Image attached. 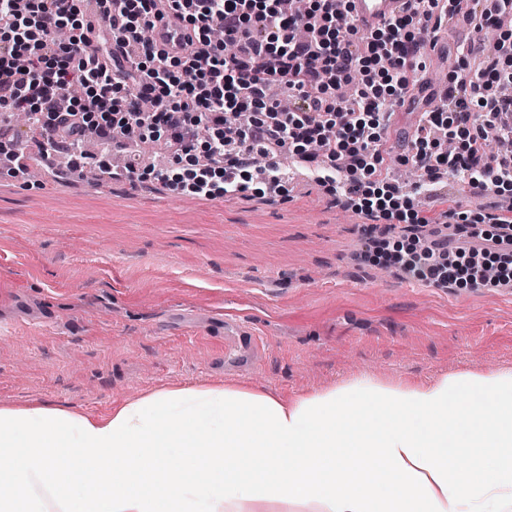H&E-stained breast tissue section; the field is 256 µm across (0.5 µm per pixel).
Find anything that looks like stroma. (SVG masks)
<instances>
[{"instance_id": "35a3bbf8", "label": "stroma", "mask_w": 512, "mask_h": 512, "mask_svg": "<svg viewBox=\"0 0 512 512\" xmlns=\"http://www.w3.org/2000/svg\"><path fill=\"white\" fill-rule=\"evenodd\" d=\"M466 23L440 34L425 80L458 66ZM96 184L64 167L35 180L0 171V405L95 414L152 389L257 384L288 399L360 374L424 382L512 368V297L436 288L384 259L380 245L425 236L412 224L344 210L313 178L279 196L259 185L205 199L150 178ZM427 210L473 215L512 206L441 179ZM265 344L254 371L224 367V319Z\"/></svg>"}]
</instances>
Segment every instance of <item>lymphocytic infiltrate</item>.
I'll return each mask as SVG.
<instances>
[{"mask_svg": "<svg viewBox=\"0 0 512 512\" xmlns=\"http://www.w3.org/2000/svg\"><path fill=\"white\" fill-rule=\"evenodd\" d=\"M80 0H0V112H23L22 137L38 133L44 160L58 143L94 137L124 153L128 179L146 178L129 142L165 140L190 159L177 186L212 196L243 192L256 156L264 181L280 182L275 152L325 158L323 185L344 179L348 205L408 224L433 219L387 181L388 122L397 103L424 87L426 40L450 19L500 25L512 0H408L404 15L359 33L343 26L337 0H307L302 14L279 0H97L89 28ZM192 31L183 54L157 55L151 31L165 12ZM223 41L211 36L212 26ZM512 39L500 37L486 66L454 71L440 108L422 112L402 161L424 175L459 176L475 189H512V151L489 160L490 142L512 147ZM103 114L96 128L81 121ZM393 262L429 286L512 283V254L413 240Z\"/></svg>", "mask_w": 512, "mask_h": 512, "instance_id": "f902f5d3", "label": "lymphocytic infiltrate"}]
</instances>
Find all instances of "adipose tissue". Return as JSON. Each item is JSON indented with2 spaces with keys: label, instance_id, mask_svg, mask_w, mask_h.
I'll list each match as a JSON object with an SVG mask.
<instances>
[{
  "label": "adipose tissue",
  "instance_id": "ef3b65f1",
  "mask_svg": "<svg viewBox=\"0 0 512 512\" xmlns=\"http://www.w3.org/2000/svg\"><path fill=\"white\" fill-rule=\"evenodd\" d=\"M0 512H512V370L3 406Z\"/></svg>",
  "mask_w": 512,
  "mask_h": 512
}]
</instances>
